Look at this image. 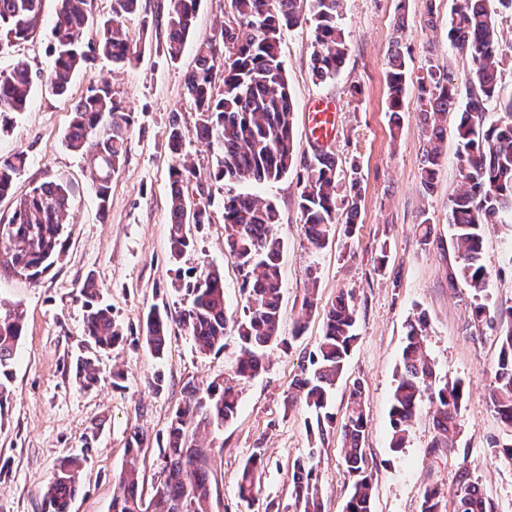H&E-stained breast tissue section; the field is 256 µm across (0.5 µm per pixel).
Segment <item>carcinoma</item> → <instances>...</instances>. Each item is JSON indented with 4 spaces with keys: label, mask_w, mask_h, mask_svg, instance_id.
Instances as JSON below:
<instances>
[{
    "label": "carcinoma",
    "mask_w": 512,
    "mask_h": 512,
    "mask_svg": "<svg viewBox=\"0 0 512 512\" xmlns=\"http://www.w3.org/2000/svg\"><path fill=\"white\" fill-rule=\"evenodd\" d=\"M487 0H457L448 20V40L472 60L466 103L457 129L459 181L452 200L450 244L455 262L448 268V284L463 282L470 288L476 318H487L485 299L490 272L482 263V228L512 212V98L499 97L498 20L486 7ZM232 17L219 37L199 42L196 64L187 72L185 85L201 122L197 137L217 149L211 175L218 180L261 184L288 175L296 167L292 126L294 107L280 60L283 30L304 18V0H231ZM200 0H170L166 19L167 55L180 59L192 34ZM341 0H311L316 50L312 67L321 80L339 74L345 59L342 29L338 24ZM139 11V0H112L110 17L94 22L92 0H59L52 18L56 39L55 57L46 80L47 90L67 93L75 71L83 68L89 53H97L124 67L139 60L141 37L130 32L126 21ZM42 21V0H0V55L17 41L35 33ZM98 24L95 47L84 48L85 30ZM222 72L223 90L216 92L215 77ZM409 71L404 53L395 49L386 71L390 111L402 107ZM33 87L30 68L17 61L0 70V116L26 110ZM418 105L429 129L423 154L422 183L433 187L440 165L443 139L441 121L455 105L458 91L443 67L433 64L417 78ZM499 103L505 120L484 126L480 115L489 101ZM74 116L65 136L66 147L90 158L89 176L101 212H106L112 175L125 153L130 114L115 99L108 83L93 81L75 104ZM170 153L178 164L170 172L169 251L177 260L194 246L190 225L210 223L205 207L193 208L189 186L201 175L183 152V137L177 116H172L166 134ZM27 157L16 152L0 157V197L13 194L17 175ZM303 188L299 210L307 242L315 249L328 245L336 224L341 200L336 154L318 149L303 166ZM71 202L69 183L57 178L44 182L16 199L7 224H0V238L8 239L9 252L0 253V267L12 269L38 282L63 248L61 231ZM225 244L230 256L247 266L242 274L244 304L231 312L224 298V277L216 267L193 274L187 288L186 305L176 321L192 336L197 348L210 352L224 345L228 327L237 330L240 354L229 378L211 382L201 389L186 385L182 402L173 411L161 478L149 499L142 498L139 460L144 434L135 430L127 441L126 461L117 477L110 512H211L213 474L203 448L204 435L219 431L237 413L240 396L237 382L259 374L265 365L263 349L278 342L283 242L273 233L279 222L277 209L261 197L239 192L224 197ZM87 342L96 350L112 348L120 334L112 313L97 303L98 293L89 279L82 289ZM324 334L313 354L311 369L296 384L295 398L313 416L311 430L323 436L334 429L336 414L330 406L342 378L351 347L357 339V306L354 294L339 291L323 308ZM426 320L409 323L401 352V368L390 409L391 448L405 447L407 435L419 413L422 398L434 407L435 428L445 441L456 430L465 384L437 378L423 338ZM23 315L0 310V410L10 399L9 383ZM169 337V316L152 310L146 316L145 340L154 357H164ZM495 385L490 390L494 412L512 428V327L500 337V352L494 369ZM79 379L90 387L97 382V369L90 358L81 360ZM366 417L363 388H352L340 431L342 455L353 477L352 492L343 512H371L374 483L366 466L363 436ZM258 448L245 462L238 482L239 498L252 504L263 466ZM82 460L68 457L60 462L44 492L48 512H69V504L80 482ZM292 485L299 512H322L312 460L294 463ZM455 512H493L491 503L465 474L460 476ZM443 497L437 488L423 494L421 512H442Z\"/></svg>",
    "instance_id": "cac0c4a2"
}]
</instances>
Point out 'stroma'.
I'll list each match as a JSON object with an SVG mask.
<instances>
[{
	"mask_svg": "<svg viewBox=\"0 0 512 512\" xmlns=\"http://www.w3.org/2000/svg\"><path fill=\"white\" fill-rule=\"evenodd\" d=\"M169 0H141L131 17L132 32H143L145 46L132 66L117 69L96 57L76 73L70 91L55 96L45 89L53 64L50 21L57 0H44L36 33L0 57V68L26 62L33 75L27 111L8 115L0 126V156L25 152L14 197L0 200V224L12 216L15 196L62 176L72 187L64 251L40 282L0 269V308H19L25 331L19 342L10 383L12 397L0 415V512H43V494L58 463L84 458L80 490L70 512H109L116 477L125 462L133 430L143 432L147 448L142 465L145 487L160 477L162 450L172 412L187 383L200 386L224 378L234 366L240 342L227 329L222 349L199 352L191 336L171 327L163 359H155L144 338L145 317L160 309L176 315L185 298L188 271L219 267L230 308L242 307V276L224 247L223 199L237 191L232 182L209 178L215 151L198 139L195 112L184 75L195 64L198 42L218 34L231 13L230 0H201L195 26L178 61L164 53ZM453 0H342L340 26L346 59L340 74L319 81L311 69L314 32L311 20L283 32L281 60L295 101L293 131L298 157L313 153L307 105L321 96L338 105V133L331 149L342 181L358 177L361 200L357 232L346 240L341 227L346 207L337 211L338 227L329 245L311 248L301 231L298 207L302 169L258 186L256 192L279 212L277 233L283 300L281 343L265 351L266 368L241 381L235 419L206 437L217 489L213 512H296L291 485L295 460L312 458L324 512H342L352 479L340 455L341 434L309 432L307 408L295 401L294 384L309 365L323 335L321 310L306 314L302 301L317 283L321 302L339 290L353 291L357 340L332 402L343 414L353 384L366 392L365 450L374 478L371 512H420L423 493L436 486L453 495L461 474L477 483L494 512H512V429L497 418L489 401L500 334L512 310V219L484 229L482 261L492 273L486 304L494 325L474 319L464 283L449 285L454 262L449 239L451 200L458 182L456 159L460 114L458 97L443 122L444 157L432 189L421 182L427 133L417 109L416 87H409L400 116L387 108L386 69L391 51L401 48L412 75L430 63L445 64L458 90H465L471 63L448 42ZM108 80L116 99L130 113L127 150L112 177L106 210H99L88 179L89 160L66 148L75 103L94 80ZM178 118L185 150L203 176L189 197L210 202V223L194 229L195 246L180 260L168 250L169 183L174 159L167 148L170 118ZM433 227L423 244L418 226ZM387 264H380V254ZM94 280L99 301L108 306L122 339L98 352V382L84 387L77 360L88 355L84 334L86 280ZM425 316L426 350L441 380L469 383L457 413V433L438 446L433 408L423 403L401 451L390 446V407L399 374L406 326ZM303 334H296L299 320ZM162 390H155V377ZM265 453L253 504L238 498L239 471L255 449Z\"/></svg>",
	"mask_w": 512,
	"mask_h": 512,
	"instance_id": "35a3bbf8",
	"label": "stroma"
}]
</instances>
